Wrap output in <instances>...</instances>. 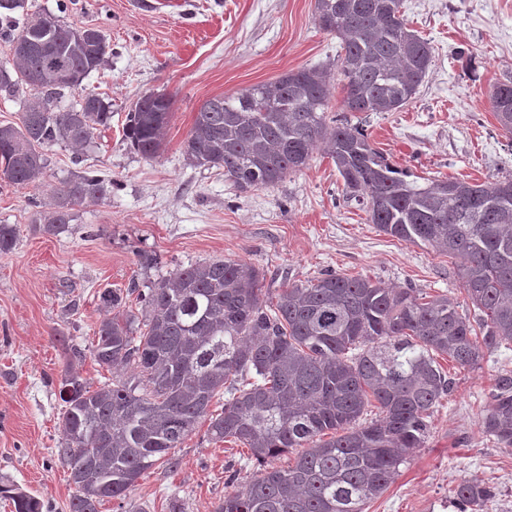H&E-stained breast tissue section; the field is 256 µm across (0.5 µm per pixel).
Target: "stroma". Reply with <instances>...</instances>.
Instances as JSON below:
<instances>
[{
  "label": "stroma",
  "mask_w": 512,
  "mask_h": 512,
  "mask_svg": "<svg viewBox=\"0 0 512 512\" xmlns=\"http://www.w3.org/2000/svg\"><path fill=\"white\" fill-rule=\"evenodd\" d=\"M403 11L433 53L415 99L397 112H345L336 91L329 120L361 127L388 162L422 185L511 179L512 137L493 115L490 91L512 76V0H404ZM38 14L103 29L111 54L84 85L111 102L112 121L97 130L82 163L69 146L49 149L46 185L0 182V224L17 229L13 249L0 254L1 485L69 512L59 389L73 374L92 384L108 375L91 354L94 330L109 313L99 299L104 289L229 258L261 268L270 298L332 271L445 294L460 313L477 316L456 259L379 232L364 206L346 197L323 152L277 186L248 193L225 182L223 171L188 164L184 142L205 100L311 66L339 81V40L319 29L315 0H25L15 16ZM149 92L173 97L164 150L151 161L123 135L129 106ZM82 166L111 175V201L78 206L65 232L43 233L38 220L51 185ZM144 253L155 259L147 268ZM69 341L81 355L66 350ZM439 363L452 386L433 409L425 446L363 512H461L453 490L466 479L496 488L485 512H512V448L481 427L496 376L512 371V342L474 368L445 357ZM255 468L245 445L209 441L201 426L126 500H107L99 512H213L231 490L229 473L243 481Z\"/></svg>",
  "instance_id": "35a3bbf8"
}]
</instances>
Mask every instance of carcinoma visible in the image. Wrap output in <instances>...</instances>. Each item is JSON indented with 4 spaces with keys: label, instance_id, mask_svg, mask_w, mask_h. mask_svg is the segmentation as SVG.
Masks as SVG:
<instances>
[{
    "label": "carcinoma",
    "instance_id": "1",
    "mask_svg": "<svg viewBox=\"0 0 512 512\" xmlns=\"http://www.w3.org/2000/svg\"><path fill=\"white\" fill-rule=\"evenodd\" d=\"M22 7L24 0H0V38L13 50L12 68L0 69V90L34 91L20 125H0V180L27 187L44 179L46 150L89 147L98 127L110 126L112 104L80 83H63L40 42L85 76L106 65L109 51L70 40L72 27L56 17L19 24L12 12ZM402 9L403 0H316L318 27L340 40L343 111L397 112L415 98L432 47L408 27ZM506 88L512 92V79L494 84L490 101L512 135ZM66 90L78 100L63 108ZM171 105L172 96L153 93L127 112L124 136L142 158L160 156ZM329 107L330 73L317 66L215 97L196 114L187 160L224 170V181L247 193L275 187L324 150L345 190L366 200L380 232L459 260L457 276L479 310L477 324L446 295L426 300L411 288L334 272L281 289L273 303L262 293L264 271L232 259L106 289L100 301L114 313L97 326L92 355L102 367L130 373L96 387L75 375L63 382L58 452L75 487L69 512H98L106 499H125L203 422L209 440L242 443L263 465L215 512H363L428 438L432 409L451 389L436 357L475 367L486 351L512 341V204L470 218L472 194L491 200L502 182L457 181L458 192L448 196L443 180L410 182L361 128L328 124ZM378 196L387 206L377 212ZM111 198V176L90 166L72 174L52 188L44 231L58 233L75 220V207ZM16 236L13 225L0 224V254L12 250ZM133 295L139 317L124 310ZM221 395L224 407L214 414ZM373 402L378 417L360 423ZM481 425L512 447V373L496 378ZM327 433L330 439H321ZM290 450L297 451L292 465H270ZM106 480L112 486L93 491ZM455 494L477 512L497 491L472 479ZM0 496L14 512H43L39 498L18 488L3 485Z\"/></svg>",
    "mask_w": 512,
    "mask_h": 512
}]
</instances>
